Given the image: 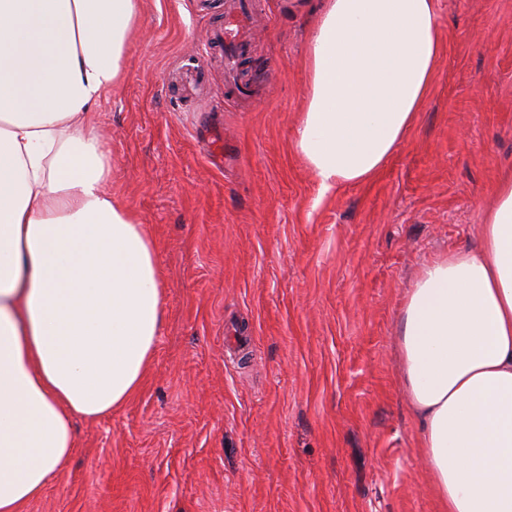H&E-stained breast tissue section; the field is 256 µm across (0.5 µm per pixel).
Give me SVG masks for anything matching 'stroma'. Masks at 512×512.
I'll use <instances>...</instances> for the list:
<instances>
[{
  "label": "stroma",
  "mask_w": 512,
  "mask_h": 512,
  "mask_svg": "<svg viewBox=\"0 0 512 512\" xmlns=\"http://www.w3.org/2000/svg\"><path fill=\"white\" fill-rule=\"evenodd\" d=\"M247 98L203 56L224 0H140L90 114L105 190L156 243L139 393L74 421L24 512H440L400 365L420 265L479 244L512 171V0H439L432 89L370 180L321 193L294 146L315 0H254Z\"/></svg>",
  "instance_id": "obj_1"
}]
</instances>
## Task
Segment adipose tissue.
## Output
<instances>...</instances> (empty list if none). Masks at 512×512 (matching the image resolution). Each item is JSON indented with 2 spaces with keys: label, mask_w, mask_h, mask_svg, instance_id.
I'll use <instances>...</instances> for the list:
<instances>
[{
  "label": "adipose tissue",
  "mask_w": 512,
  "mask_h": 512,
  "mask_svg": "<svg viewBox=\"0 0 512 512\" xmlns=\"http://www.w3.org/2000/svg\"><path fill=\"white\" fill-rule=\"evenodd\" d=\"M138 0H0V512L41 496L139 390L162 326L156 245L102 186L92 112L125 72ZM444 50L438 0H322L295 150L321 192L377 174ZM402 378L442 512H512V177L478 249L425 262Z\"/></svg>",
  "instance_id": "obj_1"
}]
</instances>
